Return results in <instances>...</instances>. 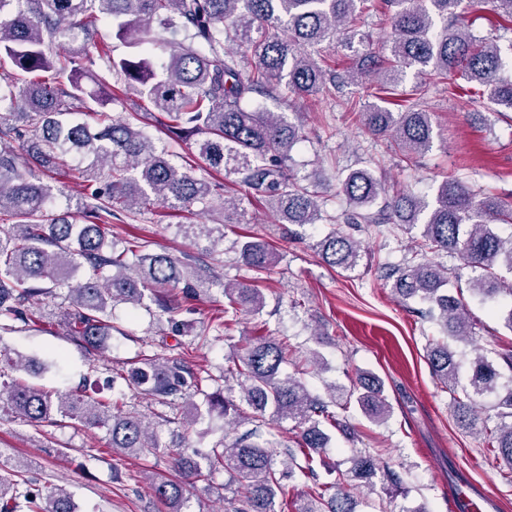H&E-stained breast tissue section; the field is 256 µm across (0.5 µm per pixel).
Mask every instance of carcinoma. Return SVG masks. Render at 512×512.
<instances>
[{
    "mask_svg": "<svg viewBox=\"0 0 512 512\" xmlns=\"http://www.w3.org/2000/svg\"><path fill=\"white\" fill-rule=\"evenodd\" d=\"M368 0H0V329L12 322L45 320L34 306L39 296L60 298L68 335L88 350L102 352L112 335V309L119 303L143 305L144 291L167 314L168 321L189 329V312L157 288L181 286L185 299L209 291L210 282L169 254L143 252L133 237L116 250L107 226L120 213L141 215L155 205L178 212L205 213L215 198L224 210L238 211L237 199L223 195L221 179L195 177L173 161L176 153L145 127L112 117L106 108L131 95L161 112V130L175 142L193 139L197 158L218 175L233 176L280 224H331L310 244L332 268L353 270L363 259L360 243L338 228L356 231L363 224H392L419 230L411 260L387 269L395 295L419 300L443 340L429 345L427 360L444 387L458 384L460 360L448 340L469 343L472 325L463 302L448 292V268L425 261V254L446 253L471 272L469 289L482 301L512 300V195H487L456 178L444 180L434 203L413 192L387 196L381 178L367 169L349 172L340 181L348 208L340 216L325 209L318 186L305 184L292 166V151L304 139L300 121L250 103L252 95L278 93L304 99L336 90L363 75H375V97L394 103L407 72L417 69L426 91L428 77L458 88L483 87L491 110L512 111V80L500 77L505 53L496 42L478 38L459 22L473 7L489 4L500 27L512 30V0H380L390 16L387 55L378 58L366 37L350 22ZM115 32L127 51L120 57L103 41L101 28ZM342 42L352 56L367 63L344 73L319 55L322 44ZM116 83H111V80ZM346 111L366 132L391 140L401 162H411L433 143L431 113L418 103L393 112L362 99L346 101ZM77 173L91 192L57 203L54 183ZM184 236L215 250L224 244L222 224H181ZM240 260L270 274L280 255L254 236L237 240ZM228 300L222 314L196 333L224 332L238 313L258 314L265 307L262 281L221 284ZM288 341L256 336L224 369V397L206 395L238 427L250 424L232 443H220L203 456L209 471L223 469L245 487L229 502L228 512H275L276 499L288 493L286 481L300 474L316 478L315 455L328 447L323 423L342 427L331 407L356 404L372 422L391 413L384 384L359 378L350 387L333 385L327 396L312 394L302 378L282 375ZM144 399L173 404L190 387L201 390L203 377L182 358L159 364L144 357L140 365L115 372ZM237 386L229 385V380ZM11 418L35 429L65 421L106 430L112 452L135 458L164 452L156 426L134 407L115 399H84L56 394L13 378L1 383ZM462 396L454 398L457 421L465 428L482 425L488 446L512 466V353L494 361L477 353L470 360ZM494 400V417H480L478 405ZM295 423L303 462L288 455V470L278 471L271 452L273 424ZM197 451L171 454L178 478L149 475V484L165 512H188L190 480L204 476ZM383 466L357 455L347 470L300 499L296 512H355L345 487L365 488ZM29 462L20 457L0 461V512H75L62 488L46 494L29 486Z\"/></svg>",
    "mask_w": 512,
    "mask_h": 512,
    "instance_id": "carcinoma-1",
    "label": "carcinoma"
}]
</instances>
